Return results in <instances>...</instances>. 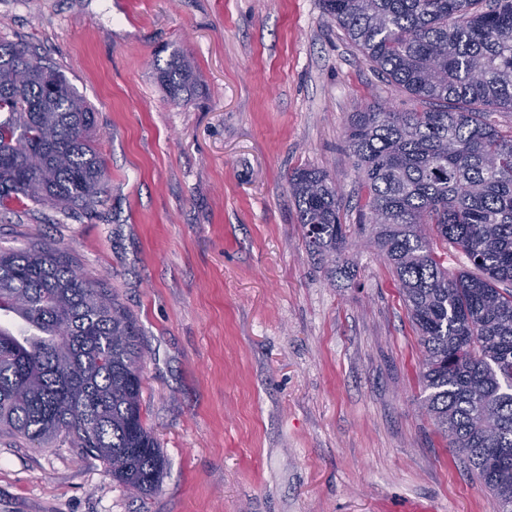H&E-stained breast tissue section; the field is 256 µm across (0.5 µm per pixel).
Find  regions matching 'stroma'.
<instances>
[{
    "label": "stroma",
    "mask_w": 512,
    "mask_h": 512,
    "mask_svg": "<svg viewBox=\"0 0 512 512\" xmlns=\"http://www.w3.org/2000/svg\"><path fill=\"white\" fill-rule=\"evenodd\" d=\"M22 41L96 110L110 188L89 213L0 211V250L46 242L136 317L158 492L113 482L59 442L0 435V512H495L419 409L421 348L364 229L351 113L414 103L322 0H0ZM187 52L173 103L155 64ZM327 171L353 246L329 278L288 176ZM155 70L158 85L174 102L185 101L198 87V76L194 67L179 50L173 52L164 66L157 64Z\"/></svg>",
    "instance_id": "obj_1"
}]
</instances>
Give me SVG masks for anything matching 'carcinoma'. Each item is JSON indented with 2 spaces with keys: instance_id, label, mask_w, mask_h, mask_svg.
I'll return each instance as SVG.
<instances>
[{
  "instance_id": "carcinoma-1",
  "label": "carcinoma",
  "mask_w": 512,
  "mask_h": 512,
  "mask_svg": "<svg viewBox=\"0 0 512 512\" xmlns=\"http://www.w3.org/2000/svg\"><path fill=\"white\" fill-rule=\"evenodd\" d=\"M364 59L417 104L354 112L346 143L367 189L375 246L396 274L422 353V409L512 512V0H324ZM174 102L198 87L177 50L155 67ZM94 107L20 42L0 43V206L91 212L107 191ZM308 247L331 270L349 249L336 183L288 177ZM473 270L448 271L437 245ZM47 245L0 251V432L66 442L112 480L155 493L167 461L142 417L136 319L111 289L74 277Z\"/></svg>"
}]
</instances>
